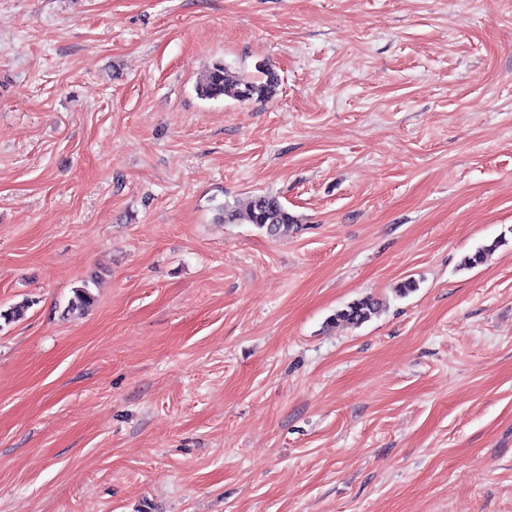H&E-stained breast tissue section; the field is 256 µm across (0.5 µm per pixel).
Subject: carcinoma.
<instances>
[{"label":"carcinoma","mask_w":512,"mask_h":512,"mask_svg":"<svg viewBox=\"0 0 512 512\" xmlns=\"http://www.w3.org/2000/svg\"><path fill=\"white\" fill-rule=\"evenodd\" d=\"M256 70L259 73L257 78L239 75L230 71L224 62L216 61L197 84V94L203 99L231 96L242 102L267 101L277 93L278 75L265 63L257 65ZM217 219L226 224L239 222L253 224L266 231L271 237L283 236L298 224L297 217L289 212L279 197L268 193L255 195L243 210L228 204L223 205L218 210ZM500 245L501 240L498 239L481 246L474 254L463 257L460 267L464 269L474 267L480 262L485 252L494 250ZM382 307L383 303L379 299L364 296L337 310L331 321L345 322L357 327L378 316Z\"/></svg>","instance_id":"1"}]
</instances>
